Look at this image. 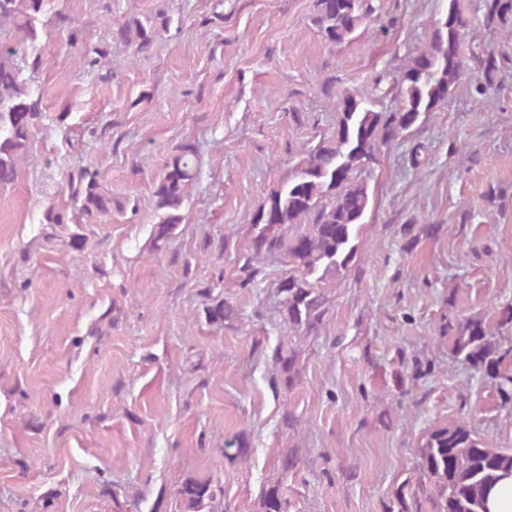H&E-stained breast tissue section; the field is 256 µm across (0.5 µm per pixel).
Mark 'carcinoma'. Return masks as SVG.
<instances>
[{
    "label": "carcinoma",
    "instance_id": "1",
    "mask_svg": "<svg viewBox=\"0 0 512 512\" xmlns=\"http://www.w3.org/2000/svg\"><path fill=\"white\" fill-rule=\"evenodd\" d=\"M44 0H0V28L7 24L21 34L13 44L0 42V183L14 180L19 162L28 148L30 128L41 116L42 93L34 92L21 79L15 58L27 41L36 38L35 22ZM380 5L375 0H316L315 24L325 41L340 45L351 38ZM485 23L512 24V0H485ZM170 19L156 22L132 20L120 24L114 36L149 51L159 30ZM467 22L459 0H448V9L434 25L427 47L411 56L395 86L397 109H378L379 98L346 91L338 97L336 124L328 137L302 148L301 159L288 179L273 188L248 215L251 236L243 247L238 266L239 286L256 283L265 261L282 257L288 275L278 283L279 309L288 331L296 337L316 335L328 312L329 299L322 283L346 270L358 253V234L370 202L368 187L350 177L376 159L383 146L410 129L420 116L434 111L464 74L463 44ZM476 63L470 81L474 97L486 102L503 77L492 54L471 53ZM98 174L84 171L74 196L77 211L68 214L52 208L45 213L48 224H79L85 217L112 212V198L101 191ZM198 178L197 151L193 144L176 147L155 182L153 199L158 221L152 233L158 250L183 223L182 211L188 189ZM241 309L224 299L209 296L205 316L224 327L236 323ZM451 351L462 362L497 382L499 391L512 390V347L504 348L481 317L468 318L458 327L448 324ZM273 383L291 387L299 375L296 349L278 345L272 353ZM245 443L232 438L224 442V455L242 459ZM419 468L428 481L410 492L400 487L389 512H418L421 501L430 512H491L490 494L496 485L512 480V448H491L464 423L440 426L428 432L418 448ZM186 512H215L224 498V488L209 480L188 479L179 489ZM262 512H288L282 482L263 485Z\"/></svg>",
    "mask_w": 512,
    "mask_h": 512
}]
</instances>
